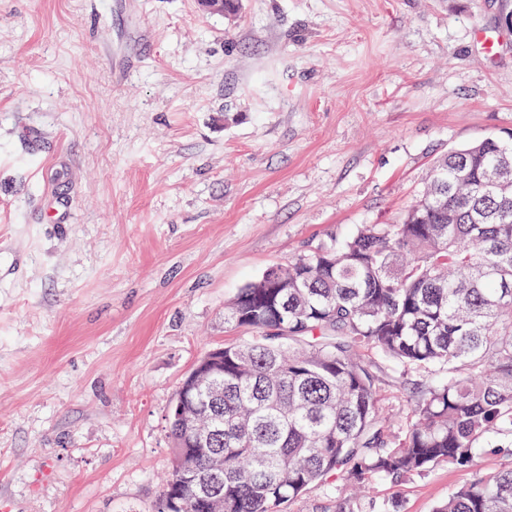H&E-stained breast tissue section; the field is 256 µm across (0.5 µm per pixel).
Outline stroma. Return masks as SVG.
<instances>
[{
	"mask_svg": "<svg viewBox=\"0 0 512 512\" xmlns=\"http://www.w3.org/2000/svg\"><path fill=\"white\" fill-rule=\"evenodd\" d=\"M501 0H0V499L146 512L167 415L269 267L512 134ZM496 45L487 54L473 37ZM439 465L378 504L433 512Z\"/></svg>",
	"mask_w": 512,
	"mask_h": 512,
	"instance_id": "1",
	"label": "stroma"
}]
</instances>
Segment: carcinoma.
<instances>
[{
    "instance_id": "1",
    "label": "carcinoma",
    "mask_w": 512,
    "mask_h": 512,
    "mask_svg": "<svg viewBox=\"0 0 512 512\" xmlns=\"http://www.w3.org/2000/svg\"><path fill=\"white\" fill-rule=\"evenodd\" d=\"M224 323L256 336L220 347L195 393L209 442L182 449L220 465L219 506L174 469L146 512H282L317 484L336 512H384L357 491L440 464L473 475L434 512H512V466L476 472L483 448L512 455V134L449 152L395 223L270 267ZM364 349L418 375L399 426Z\"/></svg>"
}]
</instances>
